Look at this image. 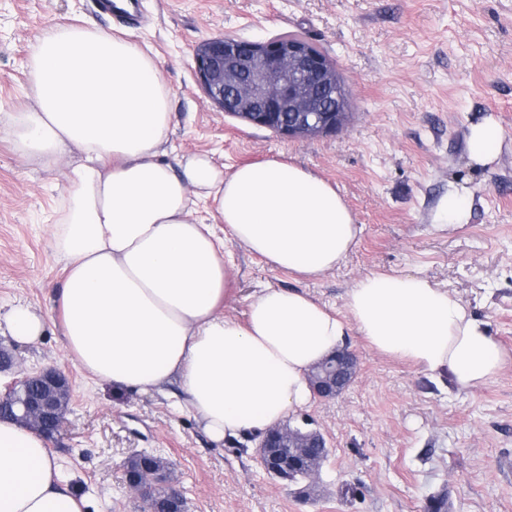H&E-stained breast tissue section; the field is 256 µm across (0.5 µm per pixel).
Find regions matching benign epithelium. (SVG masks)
I'll return each instance as SVG.
<instances>
[{
  "mask_svg": "<svg viewBox=\"0 0 512 512\" xmlns=\"http://www.w3.org/2000/svg\"><path fill=\"white\" fill-rule=\"evenodd\" d=\"M195 76L206 96L224 112L288 138L334 133L345 123L349 98L341 91L344 81L336 66L314 45L298 36L277 35L249 41L220 35L202 43L194 56ZM38 383L50 390L36 404H22L21 419L40 429L45 422L58 428L65 413L58 410L54 393L67 387V379L50 367L14 380L0 396V418L14 416L11 394ZM325 400L342 394V381L315 379ZM308 439L310 447H326L324 435L302 434L290 426H276L258 438L259 456L266 471L285 480L293 470L286 457L268 452L288 442Z\"/></svg>",
  "mask_w": 512,
  "mask_h": 512,
  "instance_id": "1",
  "label": "benign epithelium"
}]
</instances>
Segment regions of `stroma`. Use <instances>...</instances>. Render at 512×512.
Masks as SVG:
<instances>
[{
	"label": "stroma",
	"instance_id": "35a3bbf8",
	"mask_svg": "<svg viewBox=\"0 0 512 512\" xmlns=\"http://www.w3.org/2000/svg\"><path fill=\"white\" fill-rule=\"evenodd\" d=\"M133 28L171 91L176 154H206L224 172L256 162L306 166L334 184L362 228L345 262L301 279L229 244L226 317L244 320L259 288H301L344 312L371 273L421 274L484 320L512 351V0H142ZM120 20L95 0H0V106L27 103L28 48L45 29ZM219 34L264 40L295 34L320 49L349 91L341 130L286 139L225 113L199 88L194 50ZM494 119L502 147L490 164L467 151L472 126ZM468 219L445 226L450 193ZM65 195L60 170L21 160L0 139V312L25 303L54 317L62 263L51 232ZM28 372L68 377L70 403L49 450L85 512H142L123 463L149 451L171 464L189 512H512V361L475 389H458L381 356L360 336L357 366L336 399L303 414L330 449L310 497L268 473L255 442L214 443L187 411L157 392H116L68 357L55 325L33 344L0 335Z\"/></svg>",
	"mask_w": 512,
	"mask_h": 512
}]
</instances>
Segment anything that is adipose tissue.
Listing matches in <instances>:
<instances>
[{
    "label": "adipose tissue",
    "mask_w": 512,
    "mask_h": 512,
    "mask_svg": "<svg viewBox=\"0 0 512 512\" xmlns=\"http://www.w3.org/2000/svg\"><path fill=\"white\" fill-rule=\"evenodd\" d=\"M31 101L0 113L17 156L63 171L53 247L69 358L115 389L179 391L216 443L286 423L314 398L308 374L352 335L378 353L472 389L508 354L484 321L420 274L373 273L345 293L346 316L300 289L260 288L245 322L219 315L230 265L199 206L232 242L301 278L335 269L362 232L336 188L278 161L224 174L204 154L165 161L171 91L131 33L82 24L31 44ZM44 316L18 303L0 329L31 344ZM43 437L0 420V512H83Z\"/></svg>",
    "instance_id": "ef3b65f1"
}]
</instances>
